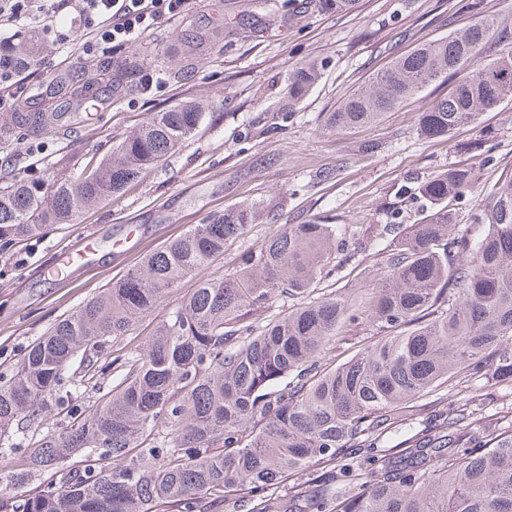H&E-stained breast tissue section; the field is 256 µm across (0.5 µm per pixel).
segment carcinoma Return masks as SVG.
<instances>
[{
    "instance_id": "carcinoma-1",
    "label": "carcinoma",
    "mask_w": 512,
    "mask_h": 512,
    "mask_svg": "<svg viewBox=\"0 0 512 512\" xmlns=\"http://www.w3.org/2000/svg\"><path fill=\"white\" fill-rule=\"evenodd\" d=\"M350 11L357 0H312ZM498 23L482 20L395 57L328 116L352 128L441 78L448 97L421 114L419 134L448 135L512 96V54L482 62ZM316 63L288 77V106L318 82ZM203 106L152 113L91 171L40 182L0 181V241L20 242L123 192L200 127ZM476 173L456 167L418 187L426 210L414 224H388L393 248L364 300L316 297L317 283L350 258L335 224H284L243 262L203 271L245 233L247 206L211 215L146 255L37 337L0 371V453L27 469L0 472V512H199L212 497L228 512H512V429L485 439L478 408L454 404L412 448L379 455L408 404L440 388L459 393L490 379L512 388V177L488 191L476 245L455 232L450 202ZM195 276V288L157 323L139 352L112 356L110 343ZM288 313L260 326L251 313L273 298ZM380 336L350 360L324 365L328 346L360 325ZM62 426L12 440L13 429L49 403ZM335 464L321 479L318 462ZM35 489L16 486L42 472ZM308 476L306 494L273 490ZM250 487V495L239 492Z\"/></svg>"
}]
</instances>
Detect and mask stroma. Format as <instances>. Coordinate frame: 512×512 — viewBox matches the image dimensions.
Wrapping results in <instances>:
<instances>
[{
	"instance_id": "35a3bbf8",
	"label": "stroma",
	"mask_w": 512,
	"mask_h": 512,
	"mask_svg": "<svg viewBox=\"0 0 512 512\" xmlns=\"http://www.w3.org/2000/svg\"><path fill=\"white\" fill-rule=\"evenodd\" d=\"M71 8L55 28L21 23L0 30V44L26 60L20 84L0 99V165L13 176L52 183L78 176L108 155L113 144L151 113L188 101L205 106L197 134L145 172L116 199L85 210L19 243L0 242V366H14L26 347L142 258L213 213L254 207L244 235L229 243L206 270L219 278L283 224H335L343 237L359 235L350 261L323 278L318 289L366 293L386 258V224L416 219L423 202L418 183L451 167L477 173L458 199L456 222L469 239L486 227L474 223L490 187L512 176V97L480 113L448 136L424 139L419 116L454 86L435 82L385 112L374 123L331 129L330 112L401 53L480 18L512 24V0H360L350 13L317 12L303 0H194L189 11L161 18L124 45L83 52ZM65 33L74 51L57 43ZM321 63V77L287 121L277 122L288 76L302 63ZM158 79L145 89L146 75ZM71 100L74 118L32 133L16 112H50ZM84 236L97 250L68 278L53 273L58 254ZM124 240L115 249V240ZM193 280L165 295L126 336L113 341L123 354L141 350L156 322L180 306ZM471 394L482 430L504 424L512 392L474 382ZM457 397L447 389L410 404L398 432L380 448L413 444Z\"/></svg>"
}]
</instances>
